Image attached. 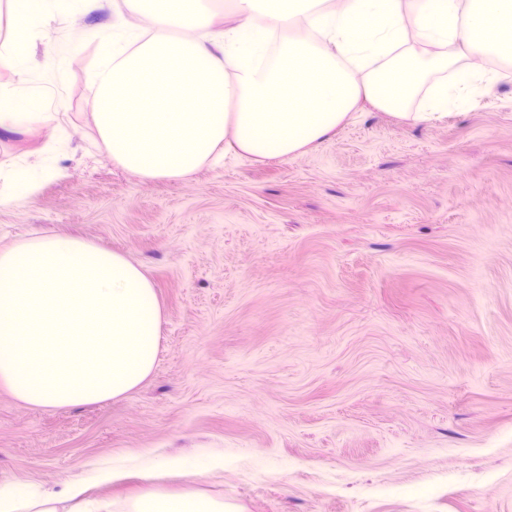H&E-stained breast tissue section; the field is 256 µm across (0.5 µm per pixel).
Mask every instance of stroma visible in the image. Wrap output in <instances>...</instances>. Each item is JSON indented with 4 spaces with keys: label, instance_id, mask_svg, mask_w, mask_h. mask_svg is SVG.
I'll list each match as a JSON object with an SVG mask.
<instances>
[{
    "label": "stroma",
    "instance_id": "1",
    "mask_svg": "<svg viewBox=\"0 0 512 512\" xmlns=\"http://www.w3.org/2000/svg\"><path fill=\"white\" fill-rule=\"evenodd\" d=\"M88 0L50 37L111 24ZM92 42L47 86L61 175L0 206V250L45 230L140 264L161 300L152 375L124 399L33 408L0 386V485L119 500L167 461L226 512H512V64L460 114L368 102L284 160L142 180L97 138ZM122 478L100 483V469Z\"/></svg>",
    "mask_w": 512,
    "mask_h": 512
}]
</instances>
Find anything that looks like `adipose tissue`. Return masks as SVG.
I'll return each instance as SVG.
<instances>
[{"label": "adipose tissue", "mask_w": 512, "mask_h": 512, "mask_svg": "<svg viewBox=\"0 0 512 512\" xmlns=\"http://www.w3.org/2000/svg\"><path fill=\"white\" fill-rule=\"evenodd\" d=\"M0 67V133L55 123L39 111L66 65L50 41V68L30 69L31 48L72 0H8ZM111 25L92 30L87 70L94 124L113 163L141 179H180L232 149L255 161L284 159L325 140L365 99L396 119L437 123L491 87L496 71L447 77L464 52L512 61V0H124ZM225 15L229 24L218 25ZM55 144L0 170V204L34 192L58 172ZM73 484L31 497L0 490V512H224L194 490L154 488L90 502Z\"/></svg>", "instance_id": "ef3b65f1"}]
</instances>
